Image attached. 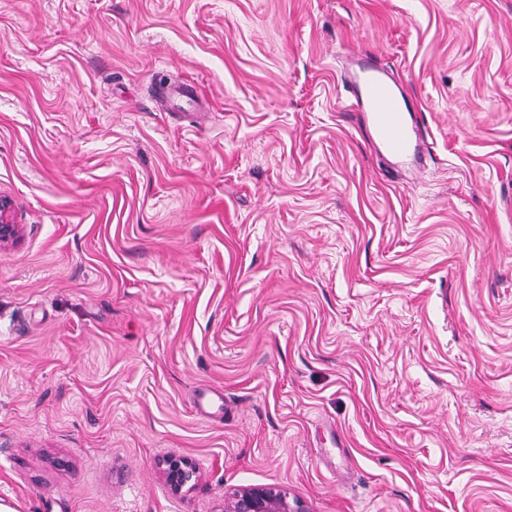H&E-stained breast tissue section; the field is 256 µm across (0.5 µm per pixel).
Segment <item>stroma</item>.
Here are the masks:
<instances>
[{
  "label": "stroma",
  "instance_id": "1",
  "mask_svg": "<svg viewBox=\"0 0 512 512\" xmlns=\"http://www.w3.org/2000/svg\"><path fill=\"white\" fill-rule=\"evenodd\" d=\"M0 196L16 512H512V0H0ZM358 112H366L372 139L397 159L419 158L425 144L417 122L403 106V93L387 73L368 58L360 65L359 78L350 84ZM22 227L12 208L11 202L0 197V248L15 245L21 240ZM194 474L191 464L184 459H167L166 479L174 493H180L192 481ZM289 498L288 490L280 486L239 487L225 493L224 512H307L301 500Z\"/></svg>",
  "mask_w": 512,
  "mask_h": 512
}]
</instances>
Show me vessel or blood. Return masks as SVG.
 <instances>
[{"mask_svg": "<svg viewBox=\"0 0 512 512\" xmlns=\"http://www.w3.org/2000/svg\"><path fill=\"white\" fill-rule=\"evenodd\" d=\"M352 91L358 111L364 112L371 135L384 151L397 159L420 157L425 149L417 123L403 105L399 85L372 61L360 65Z\"/></svg>", "mask_w": 512, "mask_h": 512, "instance_id": "vessel-or-blood-1", "label": "vessel or blood"}]
</instances>
